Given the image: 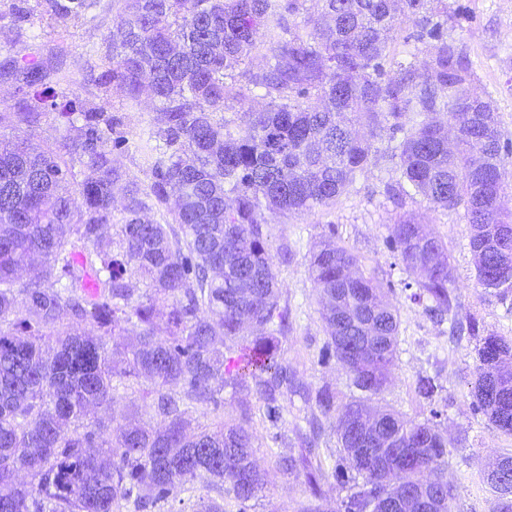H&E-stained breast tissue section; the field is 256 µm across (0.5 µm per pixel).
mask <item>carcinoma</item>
I'll return each mask as SVG.
<instances>
[{
  "instance_id": "obj_1",
  "label": "carcinoma",
  "mask_w": 512,
  "mask_h": 512,
  "mask_svg": "<svg viewBox=\"0 0 512 512\" xmlns=\"http://www.w3.org/2000/svg\"><path fill=\"white\" fill-rule=\"evenodd\" d=\"M47 19H78L102 0H38ZM105 77L129 103L156 102L141 137L151 175L142 188L112 165L128 148L122 121L76 93L53 91L0 113V133L39 122L49 108L65 134L43 148L20 138L0 146V512H162L197 478L248 512L267 486L253 433L224 418L190 428L192 409L218 412L224 390L252 389L278 426L290 395L314 403L296 426L299 452L276 473L305 478L313 499L301 512H332L320 483L336 480L341 512H366L422 486L434 512H450L444 480L448 436L432 408L422 421L367 402L386 386L400 320L358 256L319 244L309 277L328 335L321 362L335 359L361 397L336 403L328 386L300 381L279 358L290 311L281 304L268 216L299 215L336 201L372 155V140L401 132L391 148L408 185L445 210L463 209L477 284L501 296L512 270V212L503 203L505 161L490 102L472 107L469 62L443 38L448 0H125ZM436 41L425 73L390 76L384 59L396 24ZM309 27L305 36L300 28ZM266 45V64L246 61ZM6 66L31 87L58 78L50 57ZM265 105L252 107L253 97ZM238 107L236 117L219 116ZM461 130L448 150V126ZM86 170L77 192H61ZM126 182L116 197V185ZM176 199L172 221L146 218ZM112 237L101 245L105 229ZM389 247L450 333L479 335L453 310L447 246L403 218ZM31 271L18 282V273ZM95 289H87L88 279ZM136 329L135 342L110 344ZM373 337L378 355L354 354ZM473 410L512 435V340L489 334L475 347ZM147 380L150 423L104 436L91 407L112 409L119 390ZM364 415L391 425L390 448H360L348 429ZM338 448H319L324 424ZM334 458L324 469L321 455ZM487 482L499 512H512V471Z\"/></svg>"
}]
</instances>
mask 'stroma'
Listing matches in <instances>:
<instances>
[{"instance_id":"stroma-1","label":"stroma","mask_w":512,"mask_h":512,"mask_svg":"<svg viewBox=\"0 0 512 512\" xmlns=\"http://www.w3.org/2000/svg\"><path fill=\"white\" fill-rule=\"evenodd\" d=\"M105 9L79 19L48 26L36 0H27L28 12L12 21L6 11L10 0H0V60L31 59L47 52L62 55L67 75L79 80L82 98L121 117L129 148L112 155L114 166L140 185H148L147 157L140 135L152 115L153 103L141 96L131 106L111 85L101 82L103 61L112 50L124 0H105ZM453 18L444 37L467 57L471 88L492 102L498 116L501 141L512 150V0H448ZM433 40H418L415 28L403 24L392 42L384 65L396 72L398 64H413L424 71L433 52ZM389 140L376 141L372 161L359 173L350 189L335 204L304 215L273 216L269 219L270 242L292 247L291 263L279 269L283 302L293 314V328L281 339V354L294 365L303 382L326 385L338 402H348L352 393L336 361L320 362L327 340L319 303L308 276V259L314 244L333 238L335 244L356 253L365 275L382 283L400 318L397 359L391 380L373 397V405L395 410L411 419H423L430 409L441 410V429L448 436V467L445 478L455 490L451 512H496V498L484 478V469L496 458L512 454V435L497 430L485 416L472 409L471 383L474 379V348L469 336L452 340L447 324L437 322L424 305L408 297L404 284L408 274L397 264L387 241L390 226L400 218H412L441 238L447 248L456 283V311L459 318L476 317L484 334L512 338V301L480 288L475 280L473 256L468 246L469 226L462 212L435 207L423 197L397 203L394 193L400 173L388 157ZM437 377L440 389L433 401L416 392L419 374ZM249 405L247 424L256 440L257 463L270 474V484L254 512H298L309 491L303 480L272 475L278 454L297 449L292 433L303 404L292 398L279 428H272L251 389L242 388L224 396V415L238 418L240 405ZM288 435V442L274 440V433Z\"/></svg>"}]
</instances>
